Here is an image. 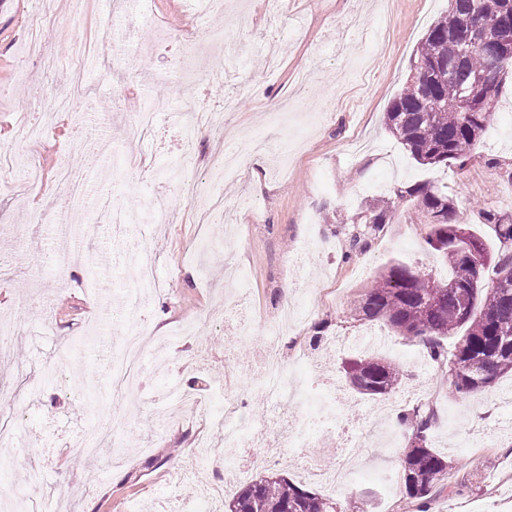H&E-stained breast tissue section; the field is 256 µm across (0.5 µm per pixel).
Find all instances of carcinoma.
<instances>
[{
  "label": "carcinoma",
  "instance_id": "1",
  "mask_svg": "<svg viewBox=\"0 0 512 512\" xmlns=\"http://www.w3.org/2000/svg\"><path fill=\"white\" fill-rule=\"evenodd\" d=\"M505 15H512V0H448V14L418 44L406 85L385 117L390 133L417 163L454 164L462 170L470 160L495 112L503 75L512 67V54L498 52L499 32L490 24ZM479 75L485 76L487 86L466 111L463 101ZM396 196L417 201L426 214V244L447 264L448 277L444 283L425 280L405 265L392 264L373 279L359 317L382 320L397 334L419 340L434 364L450 365L451 392L477 400L500 377L512 374V283L485 284L487 274L512 267V214L479 213L480 223L492 225L501 244L492 252L471 229L449 222L454 203L447 192L411 185ZM392 206L386 197L368 203L372 229L388 223ZM456 334L450 361L442 341ZM343 371L350 388L371 400L389 396L401 382L394 363L371 353L351 355ZM399 424L411 429L407 446L399 451L406 496L416 512H430L448 473V460L432 448L436 415L414 407L400 415ZM224 512H350V504L270 472L224 501Z\"/></svg>",
  "mask_w": 512,
  "mask_h": 512
}]
</instances>
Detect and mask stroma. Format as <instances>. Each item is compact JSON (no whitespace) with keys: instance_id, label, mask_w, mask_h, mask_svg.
Here are the masks:
<instances>
[{"instance_id":"35a3bbf8","label":"stroma","mask_w":512,"mask_h":512,"mask_svg":"<svg viewBox=\"0 0 512 512\" xmlns=\"http://www.w3.org/2000/svg\"><path fill=\"white\" fill-rule=\"evenodd\" d=\"M228 3L224 16L208 20L222 41L194 43L189 0H148L155 24L118 52L108 28L127 20L128 0H0V159L9 163L0 170V254L13 262L8 283L0 284V316L17 323L0 343V379L16 392V416L0 431V481L18 498L66 512H166L174 502H193L177 473L197 437L219 429L186 414L164 415L170 386L204 394L235 374L245 416L253 423L264 417L251 389L262 335L224 355V311L234 289H249L254 317L271 323L284 318L283 292L295 302L311 299L306 320L286 329L278 350L288 364L304 353L326 358L337 375L347 356L337 337L386 329L355 316L379 272L399 263L445 276L416 201L396 200L390 223L371 232L365 208L373 197L433 184L453 199V223L472 229L487 248L499 246L492 226L478 218L483 210L512 213V71L464 171L418 165L384 123L418 42L448 0H288L275 16L265 0ZM35 17L44 20L37 56L27 35ZM86 39L96 40V57L74 62L72 44ZM203 61L216 79L202 78ZM118 79L137 107L157 115L147 158L133 151L134 109L113 97ZM75 81L74 107L41 142L21 140L19 125ZM196 99L214 112L236 100L226 142L259 134L268 144L263 166L225 183L219 223L200 222L207 203L192 198L170 168V154L181 147L170 124ZM117 154L127 158L129 174H113ZM66 155L91 194L64 207L56 172ZM105 194L128 209V223L103 215ZM156 201L172 221L142 224ZM362 232L367 247L352 248V235ZM141 234L150 237L155 260L156 283L144 291L153 337L139 356L143 394L117 402L110 365L116 338L105 325L124 307L132 283L128 251ZM310 238L326 250L309 254L301 288L292 259ZM41 294L50 305L32 309ZM389 341L382 354L403 371L393 394L397 411L409 409L405 394L422 382L438 414L433 445L448 460V489L434 501L435 512H512V432L502 427L512 409L493 401L512 389V377L500 379L482 404L452 398L447 369L421 367L418 340L393 334ZM202 345L211 357L197 369ZM410 436L405 429L396 443L376 437L358 449L362 475L335 499L353 500L359 512H415L398 458ZM384 470L392 481L377 482Z\"/></svg>"}]
</instances>
